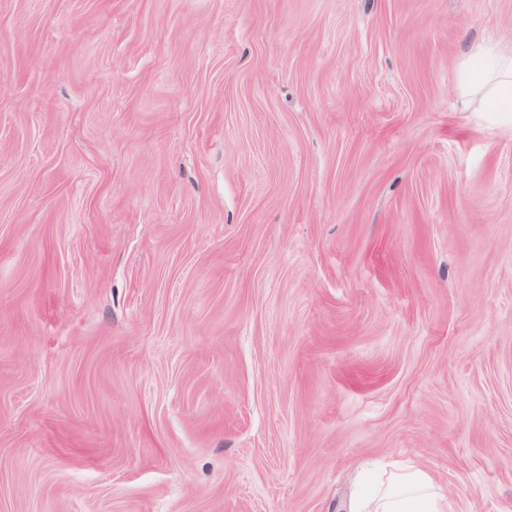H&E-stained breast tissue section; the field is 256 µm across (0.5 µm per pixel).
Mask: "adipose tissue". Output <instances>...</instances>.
<instances>
[{"label": "adipose tissue", "mask_w": 512, "mask_h": 512, "mask_svg": "<svg viewBox=\"0 0 512 512\" xmlns=\"http://www.w3.org/2000/svg\"><path fill=\"white\" fill-rule=\"evenodd\" d=\"M457 87L470 111L512 119V47L472 48L459 66ZM376 483L372 494L351 499L349 512H448L447 497L426 470L388 463Z\"/></svg>", "instance_id": "ef3b65f1"}]
</instances>
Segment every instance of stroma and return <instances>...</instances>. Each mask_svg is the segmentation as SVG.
<instances>
[{"instance_id":"stroma-1","label":"stroma","mask_w":512,"mask_h":512,"mask_svg":"<svg viewBox=\"0 0 512 512\" xmlns=\"http://www.w3.org/2000/svg\"><path fill=\"white\" fill-rule=\"evenodd\" d=\"M512 0H0V512H512ZM457 87L471 112L504 116L512 125V47L472 48L460 63ZM371 495H356L348 512H451L435 478L414 466L384 464Z\"/></svg>"}]
</instances>
